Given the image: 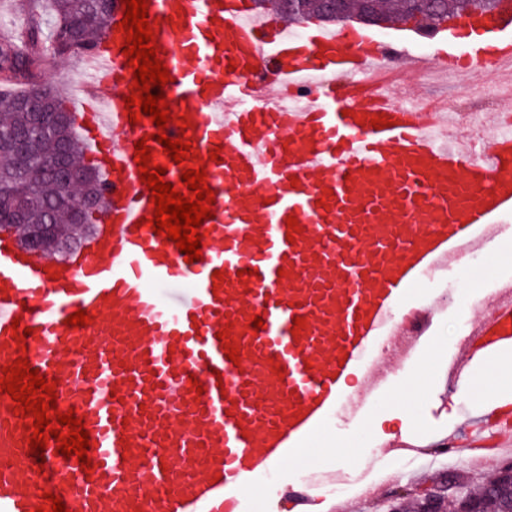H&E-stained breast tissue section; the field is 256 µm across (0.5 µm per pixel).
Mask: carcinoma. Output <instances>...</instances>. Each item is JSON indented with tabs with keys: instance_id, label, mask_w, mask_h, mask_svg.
I'll use <instances>...</instances> for the list:
<instances>
[{
	"instance_id": "1",
	"label": "carcinoma",
	"mask_w": 512,
	"mask_h": 512,
	"mask_svg": "<svg viewBox=\"0 0 512 512\" xmlns=\"http://www.w3.org/2000/svg\"><path fill=\"white\" fill-rule=\"evenodd\" d=\"M501 0H340L336 10H329L324 0H300V8L288 11L285 0H277L276 7L284 16L300 21L314 18L322 22L336 23L356 19L365 24L380 20L384 23L399 21L416 28L432 30L472 10L485 13L496 11ZM110 0H28L26 22L19 41L0 42V72L5 80L0 83V231H15L19 241L28 245V236L38 231L46 232L55 251L76 243V235L87 229L85 224H74L71 218L72 203L85 198L96 209L105 203L102 177L79 160L72 114L63 107L55 90L47 93L44 108L59 112L61 116L46 126L37 127L34 113L21 106V100L41 93L34 83V70L47 52L55 50V34L63 30L77 52L89 49L91 43L109 29ZM23 85L25 89L12 92L9 87ZM19 132H28L29 164L19 167L14 161L9 144ZM66 148L65 162L68 167L83 172V182L66 193L53 178L42 172V164L57 156ZM25 193L31 204L25 213L26 226L12 221V205L17 195ZM493 482L469 485L458 474L448 472L438 488L439 495L452 498L460 505L459 491L464 490L486 502L485 512H512V487L501 485L494 493L488 488Z\"/></svg>"
}]
</instances>
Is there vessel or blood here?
Returning <instances> with one entry per match:
<instances>
[{"mask_svg": "<svg viewBox=\"0 0 512 512\" xmlns=\"http://www.w3.org/2000/svg\"><path fill=\"white\" fill-rule=\"evenodd\" d=\"M149 23L172 81L166 98L190 124L196 166L214 191L202 225L203 258L186 261L147 222L153 204L134 143L180 193L182 165L156 141L150 117L131 125L123 103L134 79L114 5L100 67L72 96L86 153L105 175L108 210L81 248L58 259L0 235V366L28 356L57 382L60 411L91 435L92 471L49 442L32 463V421L0 394V512H246L260 478L295 512L319 502L343 467L310 468L282 485L303 449L337 422L364 424L390 383V365L424 349L448 306L406 301L419 283L489 247L512 217V134L449 146L420 113L396 104L375 70L383 57L420 66L407 49H383L364 29L289 33L253 13L252 0H150ZM512 7L499 21L473 12L443 62L487 79L512 62ZM370 74V94L358 77ZM306 85L302 105L286 89ZM388 127L373 128L376 117ZM219 160H212V149ZM298 221L289 233L288 217ZM91 325L67 327L75 311ZM262 316L255 329L253 316ZM305 326L295 330L293 318ZM26 330L19 341L13 327ZM229 330L227 340L219 331ZM512 336V293L492 303L448 359L456 386L474 360L492 362ZM238 347L239 362L225 356ZM383 348L385 363L366 358ZM512 446V425L477 421L416 455L456 456Z\"/></svg>", "mask_w": 512, "mask_h": 512, "instance_id": "vessel-or-blood-1", "label": "vessel or blood"}]
</instances>
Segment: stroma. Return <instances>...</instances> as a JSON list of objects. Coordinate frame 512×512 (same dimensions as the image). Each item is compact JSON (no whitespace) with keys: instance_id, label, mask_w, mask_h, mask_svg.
Instances as JSON below:
<instances>
[{"instance_id":"obj_1","label":"stroma","mask_w":512,"mask_h":512,"mask_svg":"<svg viewBox=\"0 0 512 512\" xmlns=\"http://www.w3.org/2000/svg\"><path fill=\"white\" fill-rule=\"evenodd\" d=\"M387 38L405 44L414 54L439 57L440 47L452 39L451 25H442L435 37L416 32L408 25L385 28ZM437 288L422 286L409 299L411 305L423 307L436 296L438 288L448 283H458L465 288L466 297L454 298L448 309L436 315L427 331V348L418 357L399 364L392 381L380 399V408L371 412L366 430L352 425H342L328 438L317 440L307 449L308 461L325 465L333 463L330 448H337L350 458L346 471L347 499L358 512H386L389 503H399L407 512L416 493L431 488L436 479L454 470L465 481L479 483L487 480L499 469L498 464L484 466L482 472L470 470L465 458H458L454 466L437 462L433 457H416L410 466H402L395 451L389 450L390 441L423 431L428 440L436 441L448 431L464 423L466 418H479L490 400L502 395L512 396V378L488 365L477 372L474 379L460 383L456 390H449L442 373L444 359L450 357L461 339L463 322L474 320L495 299L500 290L512 287V222L505 224L504 231L493 252L492 259L477 261L467 273L458 268L448 269L437 279ZM419 382L411 401L396 403L397 393L402 391L409 377ZM385 486L384 502L377 509H369L360 496L364 487Z\"/></svg>"}]
</instances>
